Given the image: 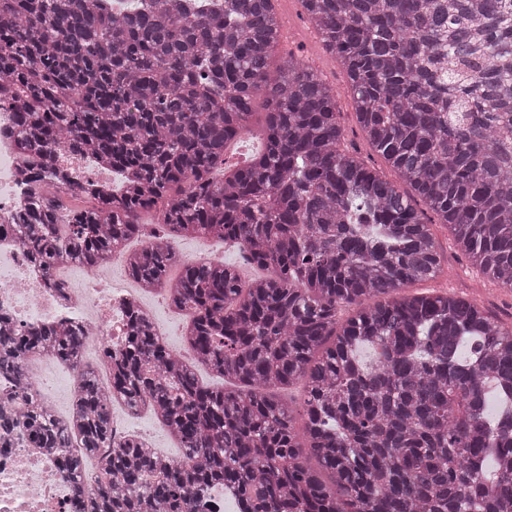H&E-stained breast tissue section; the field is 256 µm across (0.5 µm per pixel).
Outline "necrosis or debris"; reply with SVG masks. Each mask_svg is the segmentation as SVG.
I'll return each instance as SVG.
<instances>
[{
  "instance_id": "necrosis-or-debris-1",
  "label": "necrosis or debris",
  "mask_w": 512,
  "mask_h": 512,
  "mask_svg": "<svg viewBox=\"0 0 512 512\" xmlns=\"http://www.w3.org/2000/svg\"><path fill=\"white\" fill-rule=\"evenodd\" d=\"M22 137L13 113L0 106V323L10 335L24 336L46 324L82 329L86 340L112 354L125 347V322L138 297L122 282H100L90 271L82 287L53 284L22 246L23 229L14 224L31 192L20 171L25 164ZM55 168L69 172L79 187L107 188L121 196L125 177L101 168L89 153L62 145L51 153ZM65 448H36L16 440L0 444V512H76L72 481L64 473Z\"/></svg>"
}]
</instances>
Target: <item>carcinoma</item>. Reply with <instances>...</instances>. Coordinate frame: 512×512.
Returning a JSON list of instances; mask_svg holds the SVG:
<instances>
[{
    "label": "carcinoma",
    "instance_id": "carcinoma-1",
    "mask_svg": "<svg viewBox=\"0 0 512 512\" xmlns=\"http://www.w3.org/2000/svg\"><path fill=\"white\" fill-rule=\"evenodd\" d=\"M302 3L400 184L342 146L336 90L311 68L290 55L270 77L275 0H134L122 15L111 0H0V102L36 157L31 259L98 267L158 207L171 236L231 240L271 270L244 285L232 265L195 261L171 279L165 247L126 254L141 288L188 312L194 360L230 390L202 385L140 309L106 383L70 331L0 336L1 376L44 349L77 370L58 429L5 401L0 440L21 428L73 449L79 488L97 459L78 512H196L192 492L212 483L234 486L242 512H512V327L465 297L394 296L441 270L416 196L512 291V0ZM259 96L260 161L214 178ZM62 139L128 174L126 193L63 211L76 183L44 161ZM296 384L300 432L270 392ZM115 398L149 403L184 462L114 442Z\"/></svg>",
    "mask_w": 512,
    "mask_h": 512
}]
</instances>
